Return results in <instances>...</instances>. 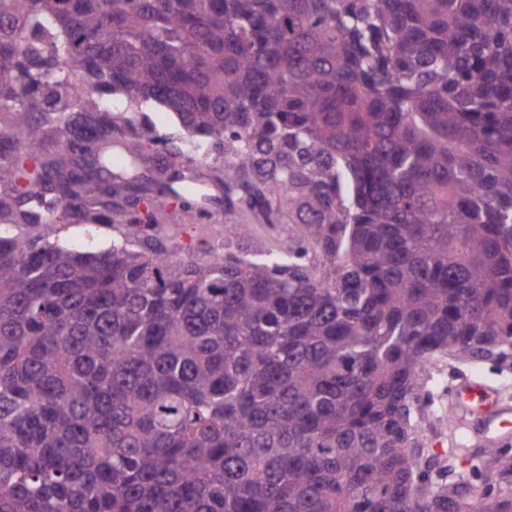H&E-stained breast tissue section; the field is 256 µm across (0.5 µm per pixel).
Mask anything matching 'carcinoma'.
I'll return each instance as SVG.
<instances>
[{
	"label": "carcinoma",
	"mask_w": 512,
	"mask_h": 512,
	"mask_svg": "<svg viewBox=\"0 0 512 512\" xmlns=\"http://www.w3.org/2000/svg\"><path fill=\"white\" fill-rule=\"evenodd\" d=\"M205 179L224 248L177 263ZM57 205L120 237L13 233ZM493 352L512 0H0V512H512L503 452L449 481L414 436ZM151 123L154 125L156 133L163 138L179 144L185 136V132L179 125L178 119L173 112H169L157 105L151 107L149 112H145Z\"/></svg>",
	"instance_id": "1"
}]
</instances>
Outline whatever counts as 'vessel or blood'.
Returning a JSON list of instances; mask_svg holds the SVG:
<instances>
[{"mask_svg": "<svg viewBox=\"0 0 512 512\" xmlns=\"http://www.w3.org/2000/svg\"><path fill=\"white\" fill-rule=\"evenodd\" d=\"M453 400L463 416L476 418L481 432L490 441L512 434V407L501 403L483 384L469 382L456 387Z\"/></svg>", "mask_w": 512, "mask_h": 512, "instance_id": "1", "label": "vessel or blood"}]
</instances>
